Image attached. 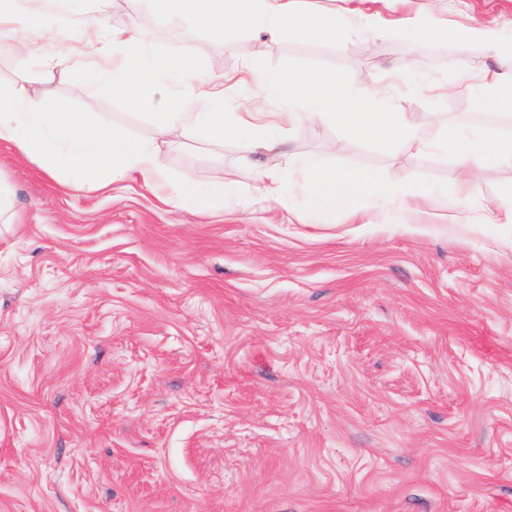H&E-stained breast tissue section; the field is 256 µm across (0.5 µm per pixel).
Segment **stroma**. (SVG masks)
<instances>
[{"instance_id":"stroma-1","label":"stroma","mask_w":512,"mask_h":512,"mask_svg":"<svg viewBox=\"0 0 512 512\" xmlns=\"http://www.w3.org/2000/svg\"><path fill=\"white\" fill-rule=\"evenodd\" d=\"M304 3L351 9L349 28L188 40L137 0H112L100 25L145 31L158 54L194 48L204 71L255 72L225 93L264 92L270 112L282 104L259 80L295 67L412 98L426 152L302 120L289 155L412 173L436 200L432 231L405 232L393 206L360 232L300 191L293 222L272 202L239 209L255 181L243 138L165 152L187 189L230 173L202 214L136 179L72 189L0 144L17 214L0 225V512H512V227L462 226L512 204V168H484L452 209L463 162L441 129L512 137V112L472 94L467 69L512 58V0ZM429 14L490 25L494 42L425 35ZM34 44L0 54V84L151 140L108 86L77 92L78 47Z\"/></svg>"}]
</instances>
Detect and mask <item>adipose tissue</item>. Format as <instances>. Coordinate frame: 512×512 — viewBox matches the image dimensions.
<instances>
[{
  "label": "adipose tissue",
  "mask_w": 512,
  "mask_h": 512,
  "mask_svg": "<svg viewBox=\"0 0 512 512\" xmlns=\"http://www.w3.org/2000/svg\"><path fill=\"white\" fill-rule=\"evenodd\" d=\"M165 20L182 19L193 28L222 38L246 27H264L270 35L295 29L304 37L334 41L340 35L345 16L319 7L301 9L299 0H139ZM38 28L50 39L82 47L91 62L84 68L86 85L113 78L112 60L121 58L123 71L118 91L126 104L149 113L153 138L139 141L118 131L111 119L95 112H69L47 108L14 87L0 85V142L11 143L23 156L46 170L63 173L71 187L101 189L130 175H138L146 187L166 190L165 201L175 207L204 211L223 194L224 180L216 178L210 189L187 192L174 190L175 180L162 149L171 145L174 130L197 138L223 142L229 136H246L248 150L242 165L256 174L254 191L258 199L285 203L288 172L273 160L288 154L286 132L299 117L313 123H336L353 137L404 145L423 150L425 144L414 134L419 121L409 100L384 95L371 96L368 89H354L310 68L289 69L274 79L276 94L284 102L304 103L307 112L266 113L264 98L256 94L235 99L233 124H226L220 108L223 85L211 76L222 69L210 66L203 75L191 52L159 56L152 52L147 34L115 28L101 33L94 18L77 27L56 24L51 13L29 8L23 0H0V37L16 42L29 52L28 32ZM448 143L457 145L466 162L464 180H471L482 167L512 166V138L490 139L468 136L453 124L443 126ZM312 183L315 201L338 208L350 223L369 226L368 214L354 210L349 202L358 190L370 191L379 204L405 201L416 190L413 176L397 174L388 181L372 182L359 173L329 172L313 158L302 163Z\"/></svg>",
  "instance_id": "1"
}]
</instances>
